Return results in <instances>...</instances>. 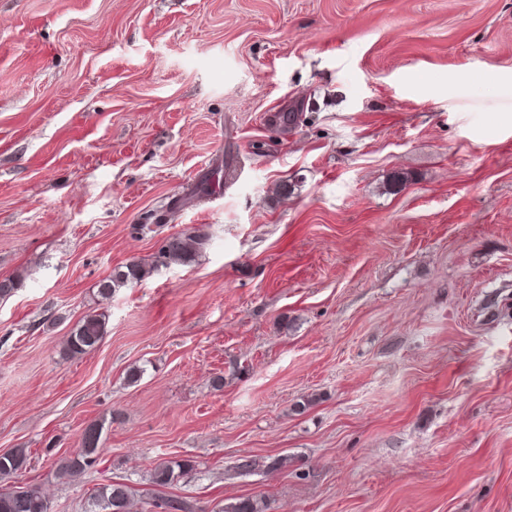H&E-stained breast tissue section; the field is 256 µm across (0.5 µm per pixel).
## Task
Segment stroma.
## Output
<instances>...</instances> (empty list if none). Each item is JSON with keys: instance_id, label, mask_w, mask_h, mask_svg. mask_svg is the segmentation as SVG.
<instances>
[{"instance_id": "obj_1", "label": "stroma", "mask_w": 512, "mask_h": 512, "mask_svg": "<svg viewBox=\"0 0 512 512\" xmlns=\"http://www.w3.org/2000/svg\"><path fill=\"white\" fill-rule=\"evenodd\" d=\"M8 277L0 452L52 512H512V0H0ZM209 238L205 233L186 231L172 234L162 240L157 252V262L161 266L189 264L205 250ZM145 276L140 262L131 260L123 266L115 268L112 273L98 284V295L102 300H109L120 288L137 284ZM106 332L105 313H90L75 324L66 338L65 349L71 357L84 355L100 344ZM103 427L104 423L93 422L84 428L79 451L59 465L63 475L78 476L100 463L105 450L101 442ZM7 452L0 453L1 458L7 456ZM27 452L26 449L16 448L5 457V460L0 462V481L12 479L18 473L26 469ZM187 460L165 461L157 464L150 473V481L157 487H167L180 477L191 464ZM134 494L125 482L103 484L90 496L85 512H131Z\"/></svg>"}]
</instances>
